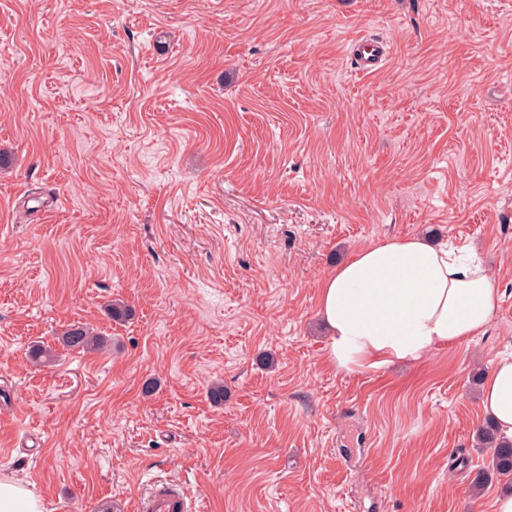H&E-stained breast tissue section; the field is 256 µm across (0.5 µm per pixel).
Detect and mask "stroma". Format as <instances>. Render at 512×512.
<instances>
[{"mask_svg":"<svg viewBox=\"0 0 512 512\" xmlns=\"http://www.w3.org/2000/svg\"><path fill=\"white\" fill-rule=\"evenodd\" d=\"M426 234L492 275L484 334L337 369L323 280ZM510 351L512 0H0V475L44 512H492ZM350 53L361 73L372 74L388 59L390 44L376 38L357 37L350 44ZM61 336L65 347L78 352H96L104 346V338L93 328L83 325H73ZM481 409L493 419L485 420L478 428L477 439L492 450L491 469L481 471L471 482L475 490L481 489L489 475L512 478V353L500 356L487 374L482 388ZM140 512H186L187 502L183 490L171 483L156 485L138 504Z\"/></svg>","mask_w":512,"mask_h":512,"instance_id":"obj_1","label":"stroma"}]
</instances>
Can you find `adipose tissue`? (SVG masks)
<instances>
[{
  "instance_id": "1",
  "label": "adipose tissue",
  "mask_w": 512,
  "mask_h": 512,
  "mask_svg": "<svg viewBox=\"0 0 512 512\" xmlns=\"http://www.w3.org/2000/svg\"><path fill=\"white\" fill-rule=\"evenodd\" d=\"M499 302L488 270L459 250L410 236L358 250L321 286L327 356L348 372L418 362L483 334ZM481 409L512 439V353L487 374Z\"/></svg>"
}]
</instances>
